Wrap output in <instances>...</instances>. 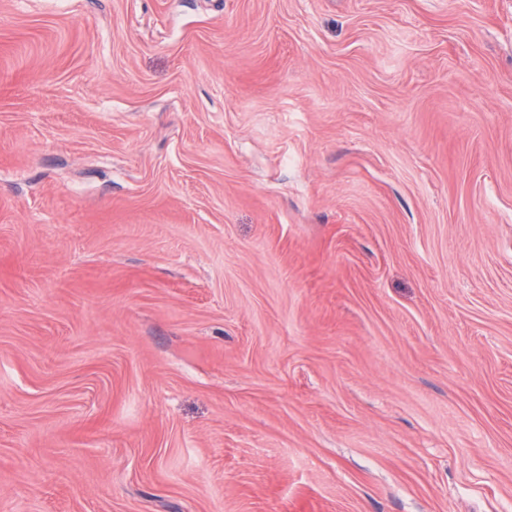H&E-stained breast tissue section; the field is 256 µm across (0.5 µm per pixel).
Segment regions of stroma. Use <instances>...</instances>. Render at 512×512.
Returning <instances> with one entry per match:
<instances>
[{"mask_svg":"<svg viewBox=\"0 0 512 512\" xmlns=\"http://www.w3.org/2000/svg\"><path fill=\"white\" fill-rule=\"evenodd\" d=\"M0 512H512V0H0Z\"/></svg>","mask_w":512,"mask_h":512,"instance_id":"stroma-1","label":"stroma"}]
</instances>
